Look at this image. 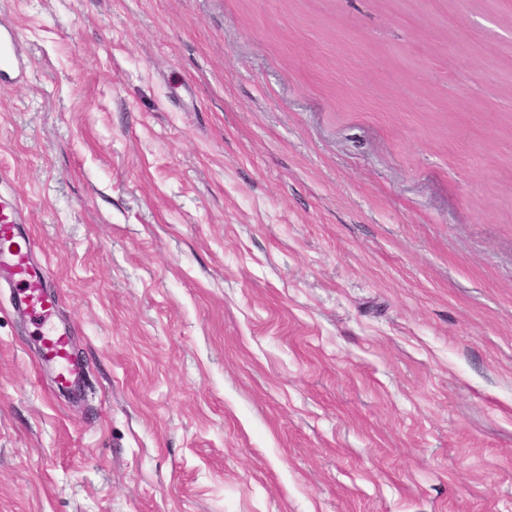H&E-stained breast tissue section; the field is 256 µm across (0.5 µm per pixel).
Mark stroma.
Here are the masks:
<instances>
[{
    "label": "stroma",
    "mask_w": 512,
    "mask_h": 512,
    "mask_svg": "<svg viewBox=\"0 0 512 512\" xmlns=\"http://www.w3.org/2000/svg\"><path fill=\"white\" fill-rule=\"evenodd\" d=\"M0 512H512L499 0H0ZM16 225L15 211L9 218L0 210V278L14 287V308L41 333L37 340L40 363L55 369L58 389L79 396L80 370L72 359L68 336L53 325L43 331L56 315L59 296L48 290L49 271L32 262L31 242L22 246L17 241Z\"/></svg>",
    "instance_id": "obj_1"
}]
</instances>
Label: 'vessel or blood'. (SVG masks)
<instances>
[{
	"instance_id": "vessel-or-blood-1",
	"label": "vessel or blood",
	"mask_w": 512,
	"mask_h": 512,
	"mask_svg": "<svg viewBox=\"0 0 512 512\" xmlns=\"http://www.w3.org/2000/svg\"><path fill=\"white\" fill-rule=\"evenodd\" d=\"M16 225V218L0 211V278L14 289L15 309L39 329V358L54 368L58 389L80 395V370L72 359L69 338L48 326L59 304L58 295L48 289L50 273L33 263L31 245L18 242Z\"/></svg>"
}]
</instances>
